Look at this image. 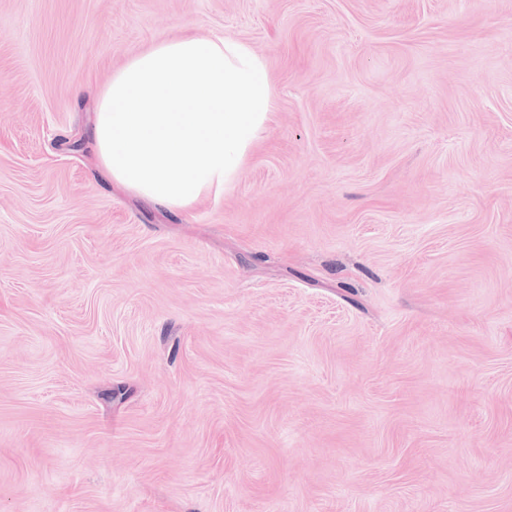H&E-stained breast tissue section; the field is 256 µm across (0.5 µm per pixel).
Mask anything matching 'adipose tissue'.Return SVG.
<instances>
[{
	"label": "adipose tissue",
	"mask_w": 512,
	"mask_h": 512,
	"mask_svg": "<svg viewBox=\"0 0 512 512\" xmlns=\"http://www.w3.org/2000/svg\"><path fill=\"white\" fill-rule=\"evenodd\" d=\"M273 111L266 64L247 43L186 34L113 75L96 106L94 152L142 202L187 210L237 179Z\"/></svg>",
	"instance_id": "ef3b65f1"
}]
</instances>
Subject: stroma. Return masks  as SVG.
<instances>
[{"label":"stroma","mask_w":512,"mask_h":512,"mask_svg":"<svg viewBox=\"0 0 512 512\" xmlns=\"http://www.w3.org/2000/svg\"><path fill=\"white\" fill-rule=\"evenodd\" d=\"M186 30L275 98L188 214L89 150ZM0 512H512V0H0Z\"/></svg>","instance_id":"obj_1"}]
</instances>
